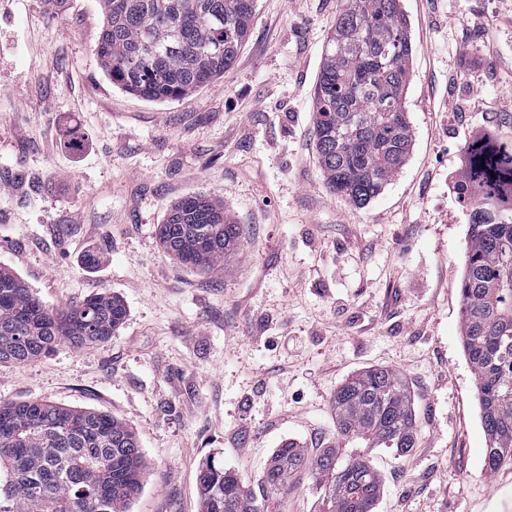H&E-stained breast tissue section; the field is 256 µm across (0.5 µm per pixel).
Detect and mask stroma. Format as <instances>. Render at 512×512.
<instances>
[{"label":"stroma","instance_id":"35a3bbf8","mask_svg":"<svg viewBox=\"0 0 512 512\" xmlns=\"http://www.w3.org/2000/svg\"><path fill=\"white\" fill-rule=\"evenodd\" d=\"M0 0V267L47 307L109 292L107 342L0 366V400L46 401L131 424L148 467L131 512H200L217 455L249 489L273 451L352 445L333 397L352 374L404 378L414 451L370 458L375 512H512V461L484 464L461 342L468 211L458 189L479 130L512 146V0H401L413 45L405 166L358 208L331 192L312 113L345 0H257L233 66L165 103L113 86L95 55L99 0ZM205 193L243 244L220 270L171 259L157 227ZM293 474L277 512H317Z\"/></svg>","mask_w":512,"mask_h":512}]
</instances>
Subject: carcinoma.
<instances>
[{"instance_id": "1", "label": "carcinoma", "mask_w": 512, "mask_h": 512, "mask_svg": "<svg viewBox=\"0 0 512 512\" xmlns=\"http://www.w3.org/2000/svg\"><path fill=\"white\" fill-rule=\"evenodd\" d=\"M98 63L116 87L176 101L224 76L245 42L256 0H100ZM413 46L400 0H348L328 37L314 88L316 152L330 191L363 207L404 167ZM468 248L461 279V340L476 381L485 466L512 460V150L493 136L465 147ZM157 235L177 262L210 272L241 244L239 225L206 195L168 211ZM126 308L108 292L49 309L19 275L0 268V364L33 362L56 345L107 341ZM338 434L363 450L311 454L285 443L260 478L261 495L209 458L198 475L200 512H269L294 472L321 492L320 512H374L382 480L368 448L408 456L418 423L399 375L369 368L334 396ZM146 460L128 423L40 401H0V512H130Z\"/></svg>"}]
</instances>
